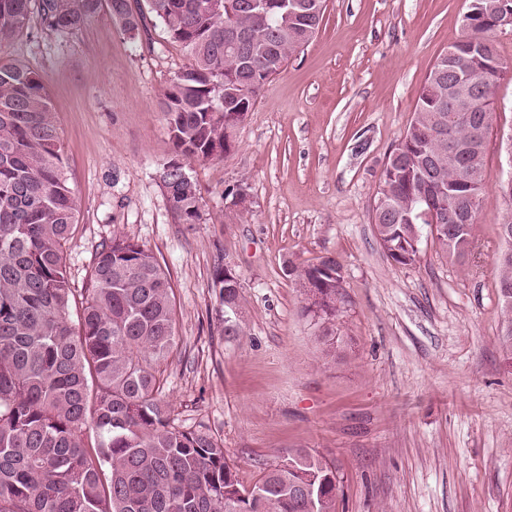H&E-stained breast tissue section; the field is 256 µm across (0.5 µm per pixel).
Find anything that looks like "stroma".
<instances>
[{"instance_id":"obj_1","label":"stroma","mask_w":512,"mask_h":512,"mask_svg":"<svg viewBox=\"0 0 512 512\" xmlns=\"http://www.w3.org/2000/svg\"><path fill=\"white\" fill-rule=\"evenodd\" d=\"M469 0H326L315 37L264 86L226 157L194 162L198 223H181L158 179L174 154L158 107L186 64L164 25L136 34L108 13L66 34L32 21L0 47L41 76L76 197L71 286H90L113 236L169 274L175 345L158 376L177 429L224 446L242 484L305 448L336 470V512H512V366L500 347L495 259L512 179V26L491 38L504 73L485 158L486 190L465 266L422 240L414 265L381 249L379 175L438 56L464 34ZM246 184L237 207L229 188ZM332 257L346 301L341 358L289 266ZM231 266L246 334H224L214 275Z\"/></svg>"}]
</instances>
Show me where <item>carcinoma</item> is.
I'll use <instances>...</instances> for the list:
<instances>
[{
    "label": "carcinoma",
    "mask_w": 512,
    "mask_h": 512,
    "mask_svg": "<svg viewBox=\"0 0 512 512\" xmlns=\"http://www.w3.org/2000/svg\"><path fill=\"white\" fill-rule=\"evenodd\" d=\"M150 12L188 56V64L159 98L174 151L187 161L222 158L235 147L238 115L250 112L240 88L280 74L314 37L318 12L295 15L284 0H264L262 13L227 0H147ZM512 0H470L465 34L433 65L413 117L387 156L372 224L386 257L414 264L428 236L451 262L466 264L476 219L448 224L441 215L485 185V155L497 83L503 73L490 39ZM107 11L132 33L145 15L130 0H0V47L29 27L69 33ZM244 27L250 42L224 49V30ZM475 42L488 55L460 62ZM483 86L484 107L456 112L448 123V94L461 77ZM168 203L183 224L199 218L198 184L179 169L162 173ZM76 198L65 176L61 138L39 74L0 63V512H336V471L304 448L264 470L252 490L239 481L223 446L201 430L170 425L159 398L156 367L174 345L170 279L154 254L121 236L100 249L92 288L76 298L63 246L74 229ZM496 258L501 301L500 343L512 364V242ZM336 259L291 268L307 304L323 321L326 362L339 356L336 324L345 302ZM222 302L240 309L224 335L244 333L242 296ZM92 424L94 438L84 427Z\"/></svg>",
    "instance_id": "carcinoma-1"
}]
</instances>
